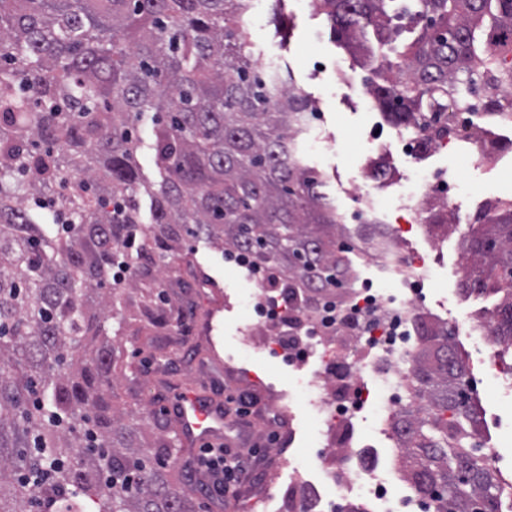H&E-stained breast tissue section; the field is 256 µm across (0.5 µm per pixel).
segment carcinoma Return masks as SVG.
<instances>
[{
  "label": "carcinoma",
  "mask_w": 512,
  "mask_h": 512,
  "mask_svg": "<svg viewBox=\"0 0 512 512\" xmlns=\"http://www.w3.org/2000/svg\"><path fill=\"white\" fill-rule=\"evenodd\" d=\"M395 2L312 0L349 49L396 41L405 20L417 32L374 71L391 124L447 136L473 84L512 115V40L492 39L512 32V0ZM316 109L254 65L245 0H0V512H202L197 486L170 482L168 445L113 408L112 349L94 341L189 242L283 277L293 301L352 287L353 234L299 147ZM469 224L462 287L500 297L491 336L512 341V202ZM411 375L432 412L393 430L416 492L436 512H499L512 483L477 448L447 329L421 325Z\"/></svg>",
  "instance_id": "obj_1"
}]
</instances>
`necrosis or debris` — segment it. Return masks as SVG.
Segmentation results:
<instances>
[{"label": "necrosis or debris", "mask_w": 512, "mask_h": 512, "mask_svg": "<svg viewBox=\"0 0 512 512\" xmlns=\"http://www.w3.org/2000/svg\"><path fill=\"white\" fill-rule=\"evenodd\" d=\"M480 97L470 96L466 106L450 105L454 130L452 137L422 146L419 137L396 127L388 134L370 131V140L381 150L401 147L404 153L424 159L421 183L408 185L406 179L384 184L380 179H352L356 200L353 209L343 213L344 223L355 225V236L369 259L363 260L356 274L357 285L327 310L303 308L289 311L284 297L270 299L267 281L261 274L253 280L259 290L255 315L244 329L249 339H261L264 348L283 352L289 365L310 369L308 405L316 414L323 446V477L310 484L320 512H335L337 501L366 499V512H431V502L418 495L403 479L404 451L393 432L396 414L411 407L425 416L430 407L424 401L408 402L406 367L419 345L421 321L446 323L453 336H464L474 347L485 346L487 325L493 309L460 306L456 317L445 320L432 310L420 307L419 300L430 285L433 252L440 249V238L421 233L419 247L403 246V226L372 229L375 205L380 196L396 201L400 210L411 212L416 224H425V203L454 201L459 186L447 166L435 163L441 153L453 155L472 170L483 169L485 161L475 147L483 137L473 134V117L483 111ZM469 134L471 150L459 151L455 143ZM378 281L372 301H364L363 287ZM379 408L377 432L364 435L354 430L370 403ZM373 448L382 467L365 469L354 465L352 450L359 443Z\"/></svg>", "instance_id": "necrosis-or-debris-1"}]
</instances>
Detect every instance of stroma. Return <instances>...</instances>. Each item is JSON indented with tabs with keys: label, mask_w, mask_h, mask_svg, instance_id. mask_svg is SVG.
I'll return each instance as SVG.
<instances>
[{
	"label": "stroma",
	"mask_w": 512,
	"mask_h": 512,
	"mask_svg": "<svg viewBox=\"0 0 512 512\" xmlns=\"http://www.w3.org/2000/svg\"><path fill=\"white\" fill-rule=\"evenodd\" d=\"M278 10L290 21L289 36L277 37L270 23H262L252 34V52L276 53L281 70L291 71L296 87L316 98L324 115L322 136L334 146L329 151L313 148L308 160L326 179L337 208H352L350 181L370 149L368 133L386 124L364 89L367 69L335 36L327 16L313 6L303 0H280ZM350 138L356 147L348 154L344 148ZM456 175L461 194L454 211L461 220L471 218L488 201L512 200V177H502L497 165H488L482 173L460 167ZM461 254L459 232H448L443 252L433 264L431 285L421 299L424 308L436 311L450 305L453 285L447 272ZM226 267L220 250L202 245L189 260H175L166 269L158 293L125 291L128 320L112 339V403L119 409H150L145 437L170 443L176 472L207 485L211 479L197 466L198 448L175 444L176 421L170 407L180 388L191 383L218 396L230 388L254 394L264 403L270 396L279 397L285 416L255 418L249 427L253 439L263 444L268 479L246 484L235 498L210 492L203 496L206 512H270L264 497L267 482L284 488L290 468L310 479L321 468L320 442L309 434L314 419L306 404L309 376L243 341L239 329L247 316L240 286L252 278L248 269L239 267L235 270L239 283L231 285L224 279ZM202 282L207 285L203 291L198 288ZM467 364L480 381L479 398L494 424L493 443L500 454L497 468L512 481V397L502 395L477 349H470ZM272 431L276 441L266 442Z\"/></svg>",
	"instance_id": "35a3bbf8"
}]
</instances>
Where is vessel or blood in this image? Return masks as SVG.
I'll return each instance as SVG.
<instances>
[{
  "label": "vessel or blood",
  "mask_w": 512,
  "mask_h": 512,
  "mask_svg": "<svg viewBox=\"0 0 512 512\" xmlns=\"http://www.w3.org/2000/svg\"><path fill=\"white\" fill-rule=\"evenodd\" d=\"M171 412L184 444L214 445L228 438L230 421L219 397L185 387L178 392Z\"/></svg>",
  "instance_id": "b4317fda"
}]
</instances>
